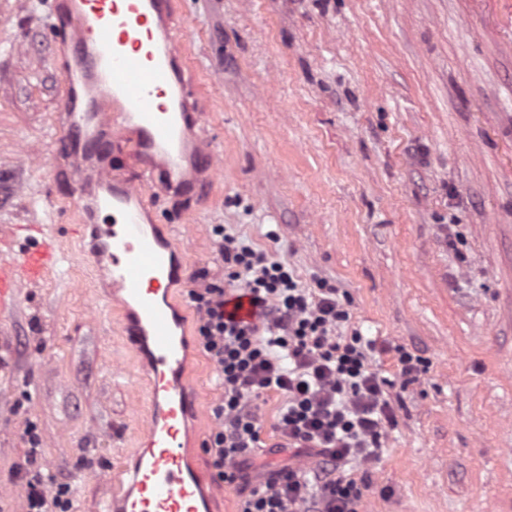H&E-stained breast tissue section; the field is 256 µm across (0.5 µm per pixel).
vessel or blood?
<instances>
[{"label": "vessel or blood", "mask_w": 512, "mask_h": 512, "mask_svg": "<svg viewBox=\"0 0 512 512\" xmlns=\"http://www.w3.org/2000/svg\"><path fill=\"white\" fill-rule=\"evenodd\" d=\"M49 32L70 50L58 67L66 120L54 149L103 163L100 194L78 208L95 242L83 259L108 269L113 288L127 297L122 329L150 395L132 481L123 485L111 473L110 496L97 502V512H210L212 495L179 448L198 407L185 379L183 339L168 312L176 265L187 251L149 237L142 218L149 191L185 188L194 167L207 176L198 186L205 192L223 168L221 153L201 136L206 120L195 106L201 87L185 77L188 34L178 0H54ZM129 153L153 160L134 181L117 178L111 165ZM26 230L28 247L0 266L1 305L18 281H40L67 260L45 225Z\"/></svg>", "instance_id": "b4317fda"}]
</instances>
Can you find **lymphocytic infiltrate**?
Listing matches in <instances>:
<instances>
[{"mask_svg": "<svg viewBox=\"0 0 512 512\" xmlns=\"http://www.w3.org/2000/svg\"><path fill=\"white\" fill-rule=\"evenodd\" d=\"M215 233L224 275L202 280L189 300L222 389L207 442L216 478L238 486V512H360L365 485L344 469L376 463L395 423L389 381L370 364L374 342L341 334L349 313L339 288L302 287L285 263L224 226ZM231 287L249 294L254 321L225 315ZM269 393L284 397L273 425L279 448L306 453L312 466L252 468L263 444L257 401ZM25 435L24 512H69L68 485L44 474L39 436Z\"/></svg>", "mask_w": 512, "mask_h": 512, "instance_id": "obj_1", "label": "lymphocytic infiltrate"}]
</instances>
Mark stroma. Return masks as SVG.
<instances>
[{
    "label": "stroma",
    "instance_id": "35a3bbf8",
    "mask_svg": "<svg viewBox=\"0 0 512 512\" xmlns=\"http://www.w3.org/2000/svg\"><path fill=\"white\" fill-rule=\"evenodd\" d=\"M205 135L223 155L212 193H156L154 226L188 248L173 304L183 316L199 415L216 427L221 389L196 342L194 276L222 277L215 225L306 288L347 294L343 334L376 340L373 365L400 397L365 512H512V0H181ZM41 0H0V263L50 225L75 262L19 281L0 309V512H21L25 430L73 512L133 468L147 389L120 330V295L82 262L74 158L60 133L59 49ZM428 363L398 387L391 353ZM281 395L260 398L269 453Z\"/></svg>",
    "mask_w": 512,
    "mask_h": 512
}]
</instances>
